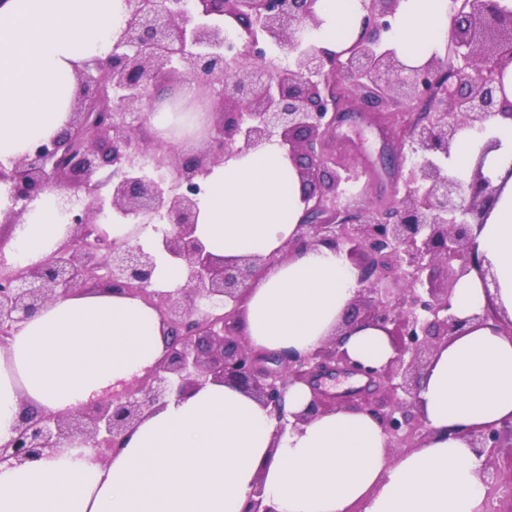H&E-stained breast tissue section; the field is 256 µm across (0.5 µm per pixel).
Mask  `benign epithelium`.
Here are the masks:
<instances>
[{
    "mask_svg": "<svg viewBox=\"0 0 512 512\" xmlns=\"http://www.w3.org/2000/svg\"><path fill=\"white\" fill-rule=\"evenodd\" d=\"M317 0H126L128 16L112 54L83 65L79 92L66 125L49 140L0 168L10 183L13 207L0 222L17 224L35 199L54 193L68 215L63 244L41 262L6 263L0 238V345L48 302L84 290L98 270L105 289L138 297L154 307L166 327L161 360L142 377L68 413H19L11 439L0 445V465H21L76 440L103 461L119 451L146 412L208 382L232 384L268 409L276 432L288 425L285 396L295 384L312 398L295 420L305 422L341 408L321 388L332 375L359 376L366 385L348 392L368 403L376 393L394 402L376 414L390 448H419L429 435L418 407L420 383L413 375L431 363L441 345L461 334L472 318L453 312L457 281L483 273L472 228L493 206L497 188L483 172L493 140L480 149L468 179L444 170L457 134L486 130L490 118L512 117L503 77L512 64V0H450V29L444 54L434 53L410 68L389 47L400 0H362L358 38L336 53L305 39L318 26ZM292 57L281 67L259 43ZM262 64L263 74L251 70ZM204 79L221 85L220 111L212 94L199 99L212 118L208 135L190 152L169 146L161 166L172 174L146 171L138 157L149 146L135 135L131 112L150 103L158 78ZM363 104L369 123L390 131L398 163L411 159L403 194L387 206L352 211L344 201L353 171L336 165L324 151L326 137L347 119L341 84ZM424 101L426 111L409 125L390 110ZM277 140L298 168L305 205L300 234L285 253L327 246L356 265L359 294L370 296L368 311L345 317L340 335L308 353L269 356L242 340L240 304L256 276L275 257L250 255L233 262L214 257L195 236L200 181L212 165L234 154ZM112 169L109 198L97 194L96 173ZM123 218H153L168 224L157 252L98 234L105 209ZM180 265L184 284L173 291L153 288L157 254ZM388 334L394 356L381 367L351 359L340 336L359 325ZM269 363L282 366L279 371ZM470 447L484 457L482 481L492 486L490 466L503 450L512 455V425L460 428ZM242 512H276L264 503L262 483Z\"/></svg>",
    "mask_w": 512,
    "mask_h": 512,
    "instance_id": "7a95c632",
    "label": "benign epithelium"
}]
</instances>
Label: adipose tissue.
<instances>
[{
  "label": "adipose tissue",
  "instance_id": "adipose-tissue-1",
  "mask_svg": "<svg viewBox=\"0 0 512 512\" xmlns=\"http://www.w3.org/2000/svg\"><path fill=\"white\" fill-rule=\"evenodd\" d=\"M449 0H402L388 42L408 65L424 63L447 39ZM319 45L347 49L357 37L361 0H317ZM127 14L125 0H0V164L11 165L66 124L77 68L107 58ZM160 137L196 147L201 112H156ZM498 147L484 173L497 200L475 230L482 273L463 276L452 299L464 332L440 346L426 370L423 447L391 458L379 421L336 410L277 433L254 398L209 383L155 405L106 462L62 442L18 466H0V512H241L255 484L276 512H486L480 462L458 427L512 423V120L492 121ZM298 171L277 143L212 167L199 197L196 236L215 256H275L242 306L250 345L306 354L336 333L357 290L343 253L320 246L283 255L302 220ZM66 216L54 194L35 200L15 225L5 254L31 265L57 250ZM158 312L140 299L101 292L48 303L0 346V443L22 407L66 412L120 382L143 376L165 351ZM381 366L393 355L385 330L363 325L343 345Z\"/></svg>",
  "mask_w": 512,
  "mask_h": 512
}]
</instances>
